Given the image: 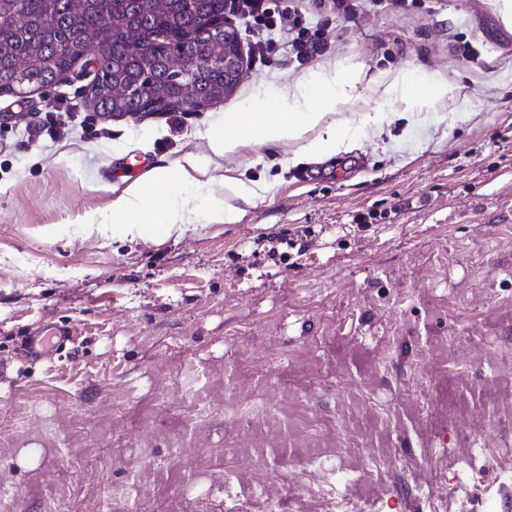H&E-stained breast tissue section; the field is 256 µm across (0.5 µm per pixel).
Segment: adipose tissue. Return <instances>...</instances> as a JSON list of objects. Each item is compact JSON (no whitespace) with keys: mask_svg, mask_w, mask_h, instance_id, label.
Here are the masks:
<instances>
[{"mask_svg":"<svg viewBox=\"0 0 512 512\" xmlns=\"http://www.w3.org/2000/svg\"><path fill=\"white\" fill-rule=\"evenodd\" d=\"M360 81L361 72L357 67L328 68L317 73L313 87L296 86L282 93L275 111L225 113L227 134L212 138L211 149L214 154L222 156L248 143L274 144L288 138L301 141L300 152L307 157L346 150L353 136L349 127L337 120L336 114L340 106L356 97ZM386 93L406 108L421 109L454 97L455 89L445 83L426 85L412 73L404 72L391 79ZM198 165V159L190 155L185 166L178 170L152 171L147 180H137L128 186L124 195L113 202L109 216L90 213L85 217L86 223H109L119 238L131 240L150 235L156 223L168 231L187 230L193 219L183 206V194L189 168ZM148 183L156 186L162 194L161 203L150 219L145 216L148 198L144 186Z\"/></svg>","mask_w":512,"mask_h":512,"instance_id":"adipose-tissue-1","label":"adipose tissue"}]
</instances>
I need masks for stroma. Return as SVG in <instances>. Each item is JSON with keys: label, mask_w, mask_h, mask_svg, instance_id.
<instances>
[{"label": "stroma", "mask_w": 512, "mask_h": 512, "mask_svg": "<svg viewBox=\"0 0 512 512\" xmlns=\"http://www.w3.org/2000/svg\"><path fill=\"white\" fill-rule=\"evenodd\" d=\"M241 36L244 77L202 112L102 118L82 60L51 88L0 96V492L16 512H128L136 483L150 512H268L229 472L224 432L274 405L283 422L323 429L336 457L332 472L278 468L283 512L322 500L426 512L441 498L440 512H476L485 494L512 512V417L484 437L460 426L436 411L443 391L425 368L447 340L460 350L441 366L448 391L492 400L512 376V26L494 0H416L334 19L328 52L304 66L283 33H267L276 50L262 59ZM352 65L360 96L340 116L355 145L323 158V174L298 178L309 161L289 139L212 152L225 113ZM406 71L455 98L413 120L379 82ZM374 112L386 121L364 125ZM189 154L237 223L201 218L136 242L84 223L142 177L136 157L155 170ZM239 177L266 181L265 198L227 192ZM58 328L72 344L29 358L24 337ZM202 398L217 416L190 451L171 447ZM478 446L500 471L483 470ZM61 466L67 479L50 484ZM471 467L480 485L453 488Z\"/></svg>", "instance_id": "35a3bbf8"}]
</instances>
